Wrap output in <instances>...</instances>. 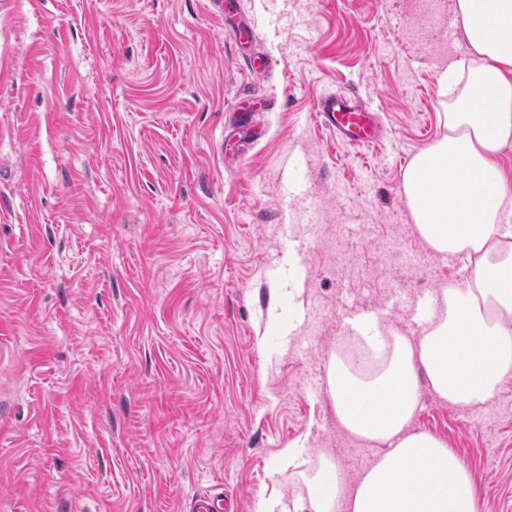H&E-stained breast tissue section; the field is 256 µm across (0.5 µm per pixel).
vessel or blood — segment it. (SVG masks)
Masks as SVG:
<instances>
[{
	"mask_svg": "<svg viewBox=\"0 0 512 512\" xmlns=\"http://www.w3.org/2000/svg\"><path fill=\"white\" fill-rule=\"evenodd\" d=\"M316 110L321 122L346 141L369 144L380 135L375 111L357 100L326 96L318 101Z\"/></svg>",
	"mask_w": 512,
	"mask_h": 512,
	"instance_id": "vessel-or-blood-1",
	"label": "vessel or blood"
}]
</instances>
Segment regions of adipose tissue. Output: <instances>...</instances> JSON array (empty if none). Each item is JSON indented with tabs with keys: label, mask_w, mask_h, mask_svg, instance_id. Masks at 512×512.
I'll return each mask as SVG.
<instances>
[{
	"label": "adipose tissue",
	"mask_w": 512,
	"mask_h": 512,
	"mask_svg": "<svg viewBox=\"0 0 512 512\" xmlns=\"http://www.w3.org/2000/svg\"><path fill=\"white\" fill-rule=\"evenodd\" d=\"M468 61L439 74L443 133L402 176L405 203L425 244L464 255L467 274L429 293L418 335L380 328L375 314L354 328L375 364L356 368L330 353L328 393L340 426L379 452L347 487L334 460L320 456L304 497L262 498L260 512H478L473 479L439 437L412 426L420 388L475 406L512 377V176L499 165L512 145V0H456ZM491 91L489 108L476 103Z\"/></svg>",
	"instance_id": "obj_1"
}]
</instances>
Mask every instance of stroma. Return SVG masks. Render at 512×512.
Listing matches in <instances>:
<instances>
[{
	"label": "stroma",
	"mask_w": 512,
	"mask_h": 512,
	"mask_svg": "<svg viewBox=\"0 0 512 512\" xmlns=\"http://www.w3.org/2000/svg\"><path fill=\"white\" fill-rule=\"evenodd\" d=\"M232 2L248 45L211 0H0V512H257L302 490L292 444L350 482L375 458L326 363L458 273L401 189L466 53L455 0ZM350 91L379 143L319 122ZM414 426L512 512V378L473 408L422 388Z\"/></svg>",
	"instance_id": "35a3bbf8"
}]
</instances>
